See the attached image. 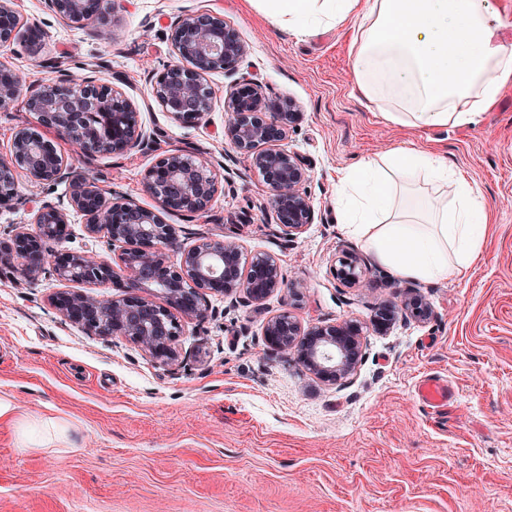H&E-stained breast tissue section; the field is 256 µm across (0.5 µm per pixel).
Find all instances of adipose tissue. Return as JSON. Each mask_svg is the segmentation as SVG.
Returning a JSON list of instances; mask_svg holds the SVG:
<instances>
[{
    "mask_svg": "<svg viewBox=\"0 0 512 512\" xmlns=\"http://www.w3.org/2000/svg\"><path fill=\"white\" fill-rule=\"evenodd\" d=\"M302 35L350 24L355 88L389 123L477 124L512 81L497 0H250ZM342 224L399 278L444 280L479 257L488 207L447 156L427 147L359 158L336 186Z\"/></svg>",
    "mask_w": 512,
    "mask_h": 512,
    "instance_id": "ef3b65f1",
    "label": "adipose tissue"
}]
</instances>
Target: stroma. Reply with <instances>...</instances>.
Returning a JSON list of instances; mask_svg holds the SVG:
<instances>
[{"instance_id":"obj_1","label":"stroma","mask_w":512,"mask_h":512,"mask_svg":"<svg viewBox=\"0 0 512 512\" xmlns=\"http://www.w3.org/2000/svg\"><path fill=\"white\" fill-rule=\"evenodd\" d=\"M25 38L0 43V64L33 85L68 75L121 90L135 105L143 147L84 153L43 130L45 140L105 196L152 209L145 172L178 149L198 153L218 183L202 212L166 211L184 243L198 235L231 241L244 258H277L287 285L262 303L211 295L210 317L183 322L175 365H155L129 340L87 333L49 302L60 287L0 264V396L27 415L65 422L62 438L29 446L0 421V512H512V82L474 126L410 129L386 122L350 77L348 32L296 35L246 0H114L111 30L65 23L49 0H14ZM223 16L248 48L238 73L205 82L211 107L198 123L176 119L153 94L175 62L170 30L182 16ZM246 74L267 96L301 114L284 143L307 171L315 219L297 237L275 223L272 194L224 138V101ZM432 146L486 200L492 231L467 274L403 279L380 265L340 224L336 182L359 157ZM11 209H0V240L42 206L68 214L52 252L111 261L106 239L90 237L71 206L69 179L37 182L17 173ZM357 254L361 286L334 275ZM417 289L432 308L424 323L369 327L395 293ZM303 326L365 323L364 358L346 384L331 385L264 341L270 318ZM446 380L447 412L419 401L424 377Z\"/></svg>"}]
</instances>
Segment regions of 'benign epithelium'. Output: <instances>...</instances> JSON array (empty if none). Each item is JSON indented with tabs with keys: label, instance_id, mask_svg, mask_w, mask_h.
<instances>
[{
	"label": "benign epithelium",
	"instance_id": "benign-epithelium-1",
	"mask_svg": "<svg viewBox=\"0 0 512 512\" xmlns=\"http://www.w3.org/2000/svg\"><path fill=\"white\" fill-rule=\"evenodd\" d=\"M13 2L0 0V43L19 33ZM88 4L89 0H50L55 13L68 23L111 22L110 0L98 14L91 13ZM170 39L178 63L156 78L154 93L166 111L175 108V118L192 123L210 109L212 92L203 83L204 76L218 69L236 70L247 46L223 17L213 13L186 15L173 26ZM69 86L62 75L24 90L17 73L0 67V105L21 97L40 125L53 127L68 139L84 127L86 153L123 154L144 143L138 112L124 93L106 83L87 81L78 93L56 96L59 89ZM227 112L224 136L272 190L276 223L290 238L303 233L314 220V209L302 189L307 173L281 147L299 116L295 105L265 97L260 85L244 76L234 86ZM93 115L100 125L88 123ZM52 151L54 147L38 133L28 128L16 132L10 159L0 158V206L15 196L17 169L35 181L70 178L71 167L62 155L57 153L50 161L43 158ZM143 184L161 210L201 212L217 192L207 163L182 150L161 157L147 170ZM71 186V206L86 217L89 236L106 238L118 247L113 263L74 253L44 254L43 240L64 237L68 224L67 214L49 205L35 213L36 230L18 226L9 241L0 242V262L19 261L23 274L31 278L49 263L55 278L63 283L104 282L115 277L118 269L127 273V291L119 298L105 301L70 289L51 295V304L63 317L91 334L122 336L154 363L168 366L179 358L180 321L204 320L209 312L207 295L243 293L252 302L262 303L286 286L280 264L271 255H257L246 263L235 244L205 236L186 247L179 242L174 225L162 223L155 211L132 200H109L83 177L71 178ZM171 251L177 253L174 262L169 260ZM366 273L367 268L352 255L340 260L336 269L337 279L349 287L360 285ZM400 314L427 321L433 312L416 290L409 289L384 302L372 324L386 331ZM361 335L362 326L356 321L305 328L287 312L269 319L264 329L271 350L294 356L307 370L332 383L348 379L356 370Z\"/></svg>",
	"mask_w": 512,
	"mask_h": 512
}]
</instances>
